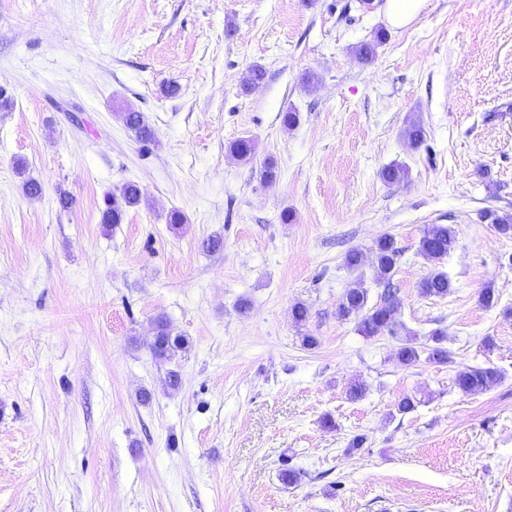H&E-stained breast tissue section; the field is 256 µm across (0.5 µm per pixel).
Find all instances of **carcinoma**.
Returning <instances> with one entry per match:
<instances>
[{"label":"carcinoma","instance_id":"carcinoma-1","mask_svg":"<svg viewBox=\"0 0 512 512\" xmlns=\"http://www.w3.org/2000/svg\"><path fill=\"white\" fill-rule=\"evenodd\" d=\"M121 118L137 141L147 146L155 141V132L145 120L143 113L128 110L121 113ZM403 137L414 148L420 147L425 141L423 126L416 120L410 121L403 129ZM406 177V170L399 165H388L381 169L380 178L386 184L401 182ZM142 194L139 185L133 181H126L118 186L112 194L104 199V208L101 210V223L110 227L122 223L127 211L139 205ZM481 218L487 219L499 234L512 236V217L500 216L491 209L481 213ZM456 241V232L448 224H429L425 227L420 239V253L427 259L438 262L448 255ZM374 260L372 268L375 272V282L386 285L398 264L401 249L391 235L381 236L375 243ZM452 281L448 272L435 267L419 283L420 294L425 297L444 298L451 291ZM400 302L390 289H385L379 300L369 303L368 289L363 282L345 291L338 304L339 316L348 319L353 317L357 321V331L366 337L375 336L384 332L397 336L399 332L405 333L402 344L398 348L397 357L404 365H413L420 360V351L414 343L411 331L400 319ZM430 339L433 345L428 348L427 358L435 363L445 364L450 360L448 349L442 346V333L435 330ZM187 341L172 333L169 323L158 318L155 321L153 335L147 347L152 356L159 360H171L178 352L186 348ZM500 380L497 370L490 367L470 368L459 372L455 377V385L463 393H476L489 388Z\"/></svg>","mask_w":512,"mask_h":512}]
</instances>
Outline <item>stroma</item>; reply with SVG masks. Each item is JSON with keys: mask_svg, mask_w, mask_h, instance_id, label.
<instances>
[{"mask_svg": "<svg viewBox=\"0 0 512 512\" xmlns=\"http://www.w3.org/2000/svg\"><path fill=\"white\" fill-rule=\"evenodd\" d=\"M384 2L0 0V512H512V238L480 216L512 215V0H424L403 28ZM127 180L141 205L103 225ZM429 224L457 234L443 299L418 290ZM385 234L402 321L442 329L452 363L403 365L399 338L338 317L346 252ZM160 314L188 341L170 361L142 345ZM471 367L501 379L462 393ZM121 118L127 129L134 133L137 141L143 147L155 141V132L145 120L142 112L130 109L127 112H122Z\"/></svg>", "mask_w": 512, "mask_h": 512, "instance_id": "1", "label": "stroma"}]
</instances>
